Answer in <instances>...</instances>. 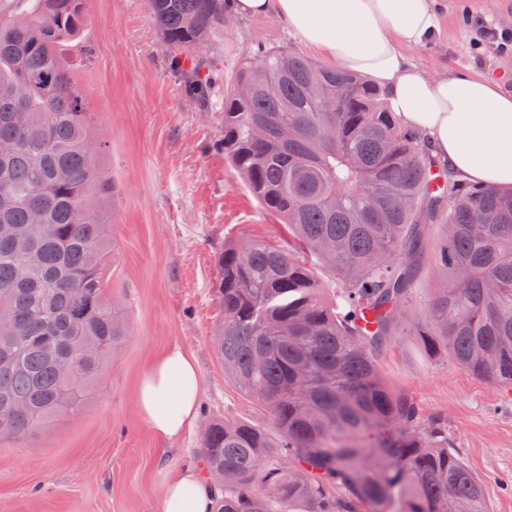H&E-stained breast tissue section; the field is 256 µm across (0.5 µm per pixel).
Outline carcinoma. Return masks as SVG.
<instances>
[{"mask_svg": "<svg viewBox=\"0 0 512 512\" xmlns=\"http://www.w3.org/2000/svg\"><path fill=\"white\" fill-rule=\"evenodd\" d=\"M148 7L205 101L213 60L196 50L224 28V0ZM84 25V0H0V437L16 440L80 413L126 336L106 278L116 185L61 57ZM224 158L288 246L226 242L219 257L224 374L276 432L209 425L213 512H487L445 419L387 387L378 358L434 258L442 286L410 334L512 385V190L452 179L376 87L288 48L226 87Z\"/></svg>", "mask_w": 512, "mask_h": 512, "instance_id": "cac0c4a2", "label": "carcinoma"}]
</instances>
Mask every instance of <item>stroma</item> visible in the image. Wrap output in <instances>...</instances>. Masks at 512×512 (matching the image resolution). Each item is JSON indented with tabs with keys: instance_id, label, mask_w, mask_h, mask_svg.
Masks as SVG:
<instances>
[{
	"instance_id": "1",
	"label": "stroma",
	"mask_w": 512,
	"mask_h": 512,
	"mask_svg": "<svg viewBox=\"0 0 512 512\" xmlns=\"http://www.w3.org/2000/svg\"><path fill=\"white\" fill-rule=\"evenodd\" d=\"M439 31L409 50L430 74L475 71L512 87V53L474 46L469 16L512 29V0H438ZM86 25L65 60L81 86L119 188L111 217L112 300L127 334L92 400L27 441L0 440V512H163L169 478L198 466L210 422L272 428L259 403L224 375L213 336L223 311L218 256L230 241L287 244L280 218L248 191L224 157V89L262 50L301 49L273 17L228 19L205 46L214 55L210 95L193 101L168 58L146 0H85ZM437 285L428 272L404 311L405 329L379 360L385 383L442 415L448 439L484 488L488 512H512V396L491 378L424 350L410 330ZM180 346L201 373L197 419L162 441L137 405L155 355Z\"/></svg>"
}]
</instances>
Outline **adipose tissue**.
Here are the masks:
<instances>
[{
    "label": "adipose tissue",
    "mask_w": 512,
    "mask_h": 512,
    "mask_svg": "<svg viewBox=\"0 0 512 512\" xmlns=\"http://www.w3.org/2000/svg\"><path fill=\"white\" fill-rule=\"evenodd\" d=\"M241 15L271 16L304 45L377 85L402 124L464 181L512 188V90L477 74L427 75L408 57L438 31L436 0H235ZM201 375L180 348L165 350L142 375L139 411L162 440L197 417ZM213 493L193 468L165 486L163 512H210Z\"/></svg>",
    "instance_id": "ef3b65f1"
}]
</instances>
